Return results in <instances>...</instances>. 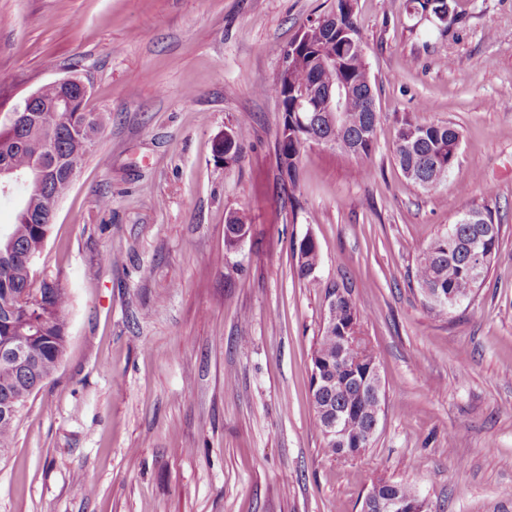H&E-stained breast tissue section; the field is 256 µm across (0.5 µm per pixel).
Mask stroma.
Segmentation results:
<instances>
[{
    "label": "stroma",
    "instance_id": "1",
    "mask_svg": "<svg viewBox=\"0 0 512 512\" xmlns=\"http://www.w3.org/2000/svg\"><path fill=\"white\" fill-rule=\"evenodd\" d=\"M335 4L0 0V120L75 72L106 115L38 262L71 295L68 346L0 460V512H360L379 476L429 512H512V0H457L444 27L356 0L375 149L306 145L294 210L271 88ZM405 118L460 133L432 189L394 162ZM482 206L503 224L489 274L439 313L419 253ZM233 212L247 233L229 250ZM307 237L321 260L302 277ZM334 282L386 395L372 447L346 459L323 453L310 391Z\"/></svg>",
    "mask_w": 512,
    "mask_h": 512
}]
</instances>
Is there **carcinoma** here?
Instances as JSON below:
<instances>
[{"label": "carcinoma", "instance_id": "obj_1", "mask_svg": "<svg viewBox=\"0 0 512 512\" xmlns=\"http://www.w3.org/2000/svg\"><path fill=\"white\" fill-rule=\"evenodd\" d=\"M317 29L305 27L299 43L283 51L288 72L278 76L271 87L282 108L276 143L280 171V190L290 193L298 182V160L306 144L316 142L353 157L367 159L375 148L378 113L371 110L375 101L370 71L365 59L354 12V0H336L333 10L323 16ZM317 84L343 90V112L336 127L312 119L313 113L296 110L297 95ZM37 93L39 100L77 99L79 88L49 82ZM105 116L100 112H22L0 122V164L19 172L35 165L50 168L45 188L31 195L23 188L0 196L21 193L14 222L0 228V238L9 240L7 253L0 254V341L38 333L43 340L29 344L24 361L0 356V398L12 397L24 406L30 395L41 388L57 369L67 346L70 294L60 281L47 275L34 276L33 260L40 255L52 227V204L64 182L85 161L90 148L101 137ZM460 133L450 124L418 125L401 121L394 155L403 175L423 189L448 176L457 158ZM473 222L460 216L448 231L430 241L418 256L416 281L433 308L448 313L451 308L434 301L441 293L465 301L485 281L492 256L498 248L501 224L486 207L471 208ZM245 225L237 214L230 215L224 229V244L235 247V229ZM299 275L306 277L320 260L319 250L308 238L294 251ZM336 298L335 320L327 321L318 336L311 361L334 380L331 387L311 392L316 411V426L323 428L335 412L352 408L345 427L350 435L361 432L371 418L374 397L360 395L357 382L344 383L337 377L336 361L342 357L366 366L375 360L368 339L352 344L344 337L360 332L359 311L348 291L336 285L326 289ZM17 419L0 418V456L14 445ZM381 493L411 497L409 485L380 478Z\"/></svg>", "mask_w": 512, "mask_h": 512}]
</instances>
